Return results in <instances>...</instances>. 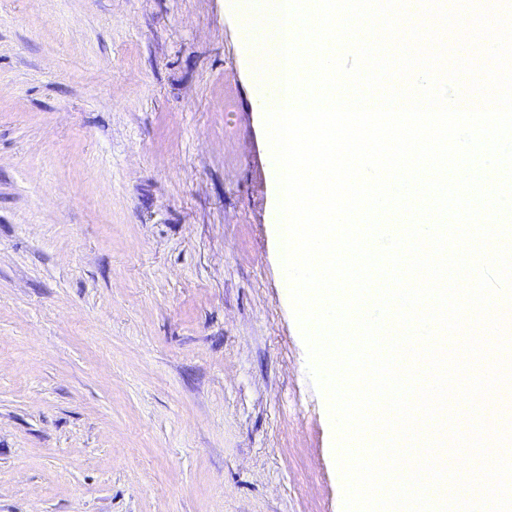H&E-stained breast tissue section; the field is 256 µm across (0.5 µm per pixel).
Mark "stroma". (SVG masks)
<instances>
[{"label": "stroma", "instance_id": "obj_1", "mask_svg": "<svg viewBox=\"0 0 512 512\" xmlns=\"http://www.w3.org/2000/svg\"><path fill=\"white\" fill-rule=\"evenodd\" d=\"M236 0H0V512H343Z\"/></svg>", "mask_w": 512, "mask_h": 512}]
</instances>
